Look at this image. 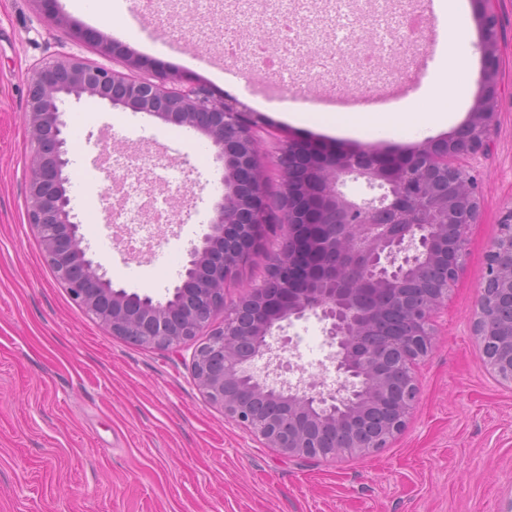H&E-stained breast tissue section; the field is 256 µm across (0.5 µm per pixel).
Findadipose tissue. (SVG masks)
<instances>
[{
	"mask_svg": "<svg viewBox=\"0 0 512 512\" xmlns=\"http://www.w3.org/2000/svg\"><path fill=\"white\" fill-rule=\"evenodd\" d=\"M434 8L439 30L435 60L418 92L382 106L356 105L347 112H327L321 105L309 103L299 111L285 113V120L332 136L358 138L392 132L411 136L425 127L439 129L457 123L458 113L441 110L440 104L467 102L476 83L471 19L467 0H436Z\"/></svg>",
	"mask_w": 512,
	"mask_h": 512,
	"instance_id": "obj_1",
	"label": "adipose tissue"
}]
</instances>
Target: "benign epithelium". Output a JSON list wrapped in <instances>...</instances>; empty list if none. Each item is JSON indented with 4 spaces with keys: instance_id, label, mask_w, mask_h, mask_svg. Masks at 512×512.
Listing matches in <instances>:
<instances>
[{
    "instance_id": "obj_1",
    "label": "benign epithelium",
    "mask_w": 512,
    "mask_h": 512,
    "mask_svg": "<svg viewBox=\"0 0 512 512\" xmlns=\"http://www.w3.org/2000/svg\"><path fill=\"white\" fill-rule=\"evenodd\" d=\"M482 69L479 95L460 128L402 153L374 147L285 141L276 157L280 190L275 201L267 182L256 113L238 102L215 98L205 86L164 70L98 30L80 36L105 55L142 71L133 78L85 60L62 56L35 69L27 84L26 120L35 159L27 180L28 221L56 278L86 314L114 336H143L148 345L175 350L206 333L192 361V376L225 418L250 430L277 452L312 459L368 456L399 434L414 409L419 389L413 365L436 346L434 315L463 270L467 230L477 222L481 189L477 178L450 159L488 153L500 107L498 28L493 0H475ZM95 97L118 109L155 116L208 137L225 169L226 191L215 207L209 232L188 253L185 278L166 299L140 295L106 278L101 263L87 256L80 222L67 195L70 164L68 122L59 104L67 97ZM363 178L384 189L379 202L350 200L346 178ZM264 250L263 279L238 303L224 305V284ZM512 206L492 241L486 275L474 310L479 354L497 381L512 383V326L501 356L485 327L490 311L512 307ZM428 267L440 284L414 302L405 286ZM406 315L400 336L372 335L387 300ZM218 310L224 322L211 325ZM316 316L324 322L332 359L342 381L325 390L317 381L292 385L257 374L255 359L278 358L286 343L269 342L282 323ZM405 373L392 417L368 438L361 426L376 423L389 375ZM343 427L347 441L324 448L312 426Z\"/></svg>"
}]
</instances>
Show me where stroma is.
I'll return each mask as SVG.
<instances>
[{"label":"stroma","mask_w":512,"mask_h":512,"mask_svg":"<svg viewBox=\"0 0 512 512\" xmlns=\"http://www.w3.org/2000/svg\"><path fill=\"white\" fill-rule=\"evenodd\" d=\"M57 4L66 25L51 23L36 0H0V512H504L512 501V385L498 383L480 359L472 313L489 246L512 206V0L494 3L503 99L490 151L456 159L478 175L480 215L468 230L464 270L435 318L437 347L414 368L418 403L386 448L338 460L281 455L225 419L192 378L203 337L177 352L136 345L86 315L55 278L28 223L27 83L62 55L124 68L76 38L86 20L69 0ZM161 35L168 51L153 63L201 79L179 53L190 46L205 56L208 47L171 27ZM237 69L245 85L215 92L268 112L257 137L274 193L282 136L317 133L278 118L286 79L245 62ZM65 109L71 118L89 115L69 134L67 190L90 255L114 283L167 296L222 194L215 146L190 128L87 96ZM133 145L184 172L190 215L168 228L152 260L125 251L97 199L107 184L102 156ZM323 327L310 315L279 330L289 341L280 380L295 375L299 359H330Z\"/></svg>","instance_id":"1"}]
</instances>
